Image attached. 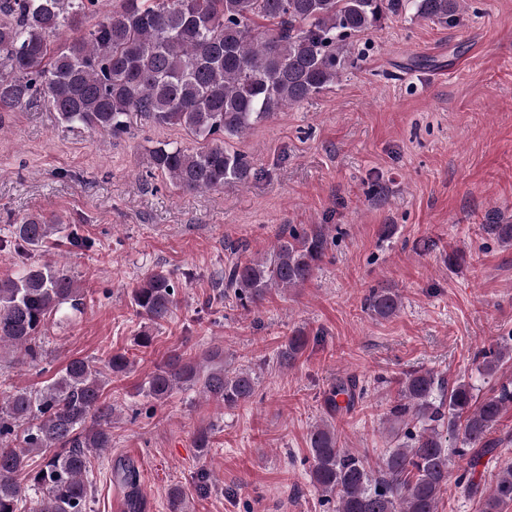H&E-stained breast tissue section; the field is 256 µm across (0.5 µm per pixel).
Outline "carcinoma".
I'll return each mask as SVG.
<instances>
[{"label":"carcinoma","mask_w":512,"mask_h":512,"mask_svg":"<svg viewBox=\"0 0 512 512\" xmlns=\"http://www.w3.org/2000/svg\"><path fill=\"white\" fill-rule=\"evenodd\" d=\"M97 0H0V112L39 101L67 126L80 125L119 136L136 115L153 124L179 126L200 141L189 150L160 143L150 167L184 191H209L246 182L247 158L226 147L285 107L320 94L356 65L351 47L381 26L389 13L453 26L463 0H119L120 8L63 48L50 36L62 27L79 30ZM59 225L29 215L13 225L15 249H38ZM488 235L512 243V224H487ZM329 226L291 227L262 258H236L219 278L220 295L243 308L258 307L273 289L300 288L328 255ZM131 303L148 323L160 326L177 308L171 275L149 273L131 291ZM83 294L55 264L30 263L16 277L0 279V350L37 365L44 360L43 335L66 309L78 311ZM393 288H372L365 308L390 318L400 310ZM301 330L276 357L292 368L305 351ZM479 371L492 375L512 361V335L481 352ZM114 353L112 374L131 370ZM387 422L402 443L382 456L378 473L365 458L338 445L331 420L363 394L353 376L324 396L327 419L309 436L310 482L336 512H438L448 491V453L467 459L455 481L469 496H481L482 512H500L512 502V465L497 475L488 493L475 481L476 467L500 445L488 434L512 407V387L479 397L470 382L453 383L431 370L399 381ZM106 376L93 361L73 358L46 385L0 393V512H87L93 454L112 447V404L103 398ZM199 388L206 399L234 410L256 395L258 378L224 367V349L199 359L170 355L148 375L139 392L165 402L179 387ZM460 439V447L447 442ZM41 456L33 467L31 455ZM113 475L127 489V512H142L140 474L119 462Z\"/></svg>","instance_id":"1"}]
</instances>
